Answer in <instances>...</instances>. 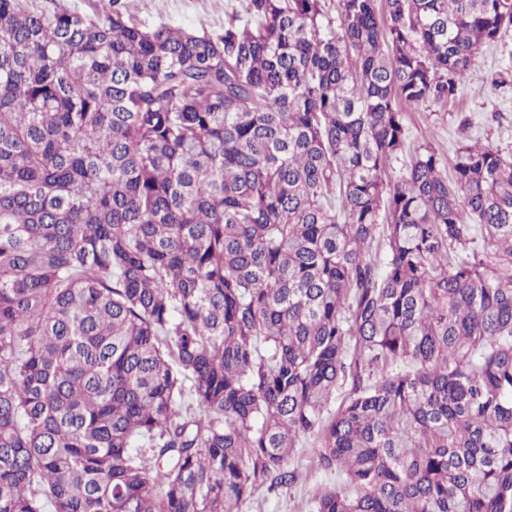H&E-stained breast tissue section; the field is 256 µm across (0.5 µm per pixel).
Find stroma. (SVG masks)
Instances as JSON below:
<instances>
[{"label": "stroma", "instance_id": "stroma-1", "mask_svg": "<svg viewBox=\"0 0 512 512\" xmlns=\"http://www.w3.org/2000/svg\"><path fill=\"white\" fill-rule=\"evenodd\" d=\"M123 9L138 23L155 27L169 24L212 36L224 31L225 14L240 0H122ZM512 71V32L498 43L484 47L480 62L465 80L455 102L444 115L430 109L405 112L408 136L414 143H431L446 161H453L463 136L489 140L492 146L512 152V80L491 87L492 73ZM467 119V132H460V119ZM291 464L300 473L293 486L260 489L241 506L240 512H313V496L323 486H341L336 474L317 467L311 445L298 448Z\"/></svg>", "mask_w": 512, "mask_h": 512}]
</instances>
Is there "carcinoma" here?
<instances>
[{"instance_id":"1","label":"carcinoma","mask_w":512,"mask_h":512,"mask_svg":"<svg viewBox=\"0 0 512 512\" xmlns=\"http://www.w3.org/2000/svg\"><path fill=\"white\" fill-rule=\"evenodd\" d=\"M0 0V512H512V154L409 150L512 0ZM195 403L185 405V397ZM241 0H122L123 10L146 27L169 24L216 36L224 32L225 12ZM311 442L308 440L304 447L296 448L290 461L300 472V479L296 484L273 491L264 487L241 505L240 512H313V496L317 489L323 486L341 488L342 480L334 472L317 467Z\"/></svg>"}]
</instances>
